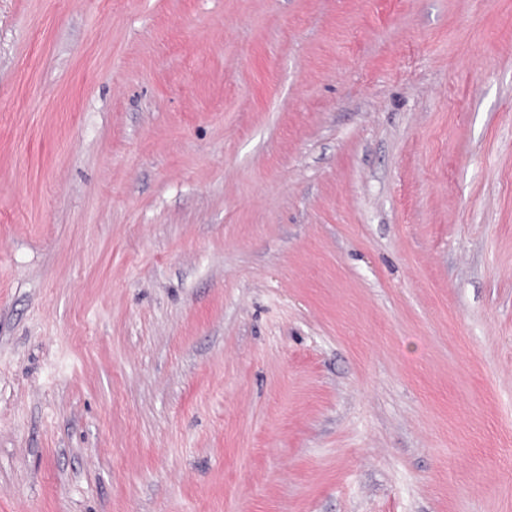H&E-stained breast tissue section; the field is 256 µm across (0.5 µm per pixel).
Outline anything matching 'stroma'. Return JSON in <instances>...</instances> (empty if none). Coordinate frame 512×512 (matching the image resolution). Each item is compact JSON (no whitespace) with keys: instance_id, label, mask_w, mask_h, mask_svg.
<instances>
[{"instance_id":"obj_1","label":"stroma","mask_w":512,"mask_h":512,"mask_svg":"<svg viewBox=\"0 0 512 512\" xmlns=\"http://www.w3.org/2000/svg\"><path fill=\"white\" fill-rule=\"evenodd\" d=\"M0 512H512V0H0Z\"/></svg>"}]
</instances>
